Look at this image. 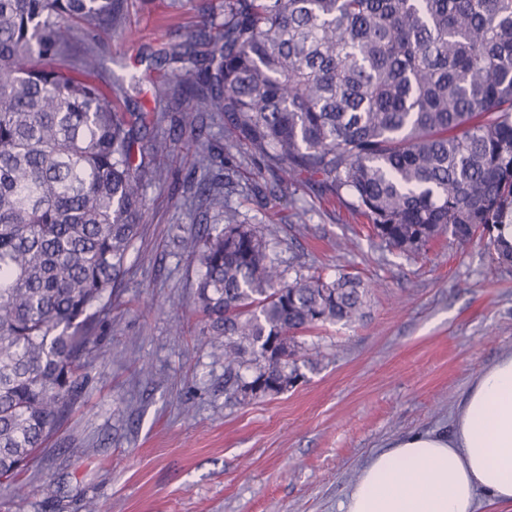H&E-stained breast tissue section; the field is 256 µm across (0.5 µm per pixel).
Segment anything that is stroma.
Segmentation results:
<instances>
[{"instance_id":"35a3bbf8","label":"stroma","mask_w":512,"mask_h":512,"mask_svg":"<svg viewBox=\"0 0 512 512\" xmlns=\"http://www.w3.org/2000/svg\"><path fill=\"white\" fill-rule=\"evenodd\" d=\"M204 4L223 17L224 0H125L134 42L97 36L107 96L114 66L146 73L129 109L169 137L156 163L170 178L145 187L149 208L78 400L29 462L24 492L0 478V512H339L372 454L450 433L475 375L512 353V272H491L486 239L399 253L317 186L281 185L268 171L262 196L242 151L227 197L240 220L272 232L280 268L357 275L369 307L359 323L299 335L325 357L287 391L228 403L224 339L192 306L201 269L182 246L219 226L198 222L201 204L185 190L202 178L197 147L172 136L167 102L151 92L165 75L143 63L162 47L160 25H199ZM47 483L58 490L50 499Z\"/></svg>"}]
</instances>
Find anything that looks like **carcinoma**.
Wrapping results in <instances>:
<instances>
[{"label": "carcinoma", "instance_id": "obj_1", "mask_svg": "<svg viewBox=\"0 0 512 512\" xmlns=\"http://www.w3.org/2000/svg\"><path fill=\"white\" fill-rule=\"evenodd\" d=\"M124 0H0V478L19 475L77 400L95 333L137 238L148 181L164 182L149 136L63 53L122 28ZM157 65L169 111L192 112L206 180L185 242L203 269L193 305L224 337L225 392L298 376L319 358L297 335L365 316L368 288L341 273L284 279L274 246L225 203L227 159L243 142L281 183L315 182L406 255L444 235L488 237L512 270V0H224ZM210 45L201 54L198 47ZM230 122L238 141L211 133Z\"/></svg>", "mask_w": 512, "mask_h": 512}]
</instances>
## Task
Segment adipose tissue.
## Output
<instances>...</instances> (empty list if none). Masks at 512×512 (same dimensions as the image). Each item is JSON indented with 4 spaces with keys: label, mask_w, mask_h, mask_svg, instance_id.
<instances>
[{
    "label": "adipose tissue",
    "mask_w": 512,
    "mask_h": 512,
    "mask_svg": "<svg viewBox=\"0 0 512 512\" xmlns=\"http://www.w3.org/2000/svg\"><path fill=\"white\" fill-rule=\"evenodd\" d=\"M512 512V353L473 380L449 435L405 437L371 456L342 512Z\"/></svg>",
    "instance_id": "ef3b65f1"
}]
</instances>
